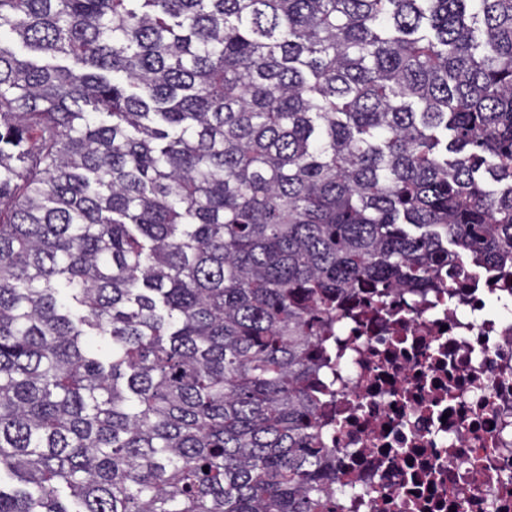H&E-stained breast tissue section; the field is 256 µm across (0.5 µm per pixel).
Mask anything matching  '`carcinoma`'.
<instances>
[{
    "mask_svg": "<svg viewBox=\"0 0 512 512\" xmlns=\"http://www.w3.org/2000/svg\"><path fill=\"white\" fill-rule=\"evenodd\" d=\"M455 252L512 0H0V512H335L315 350Z\"/></svg>",
    "mask_w": 512,
    "mask_h": 512,
    "instance_id": "carcinoma-1",
    "label": "carcinoma"
}]
</instances>
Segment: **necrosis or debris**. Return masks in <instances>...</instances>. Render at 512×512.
I'll return each mask as SVG.
<instances>
[{
  "label": "necrosis or debris",
  "instance_id": "4bbe7bcc",
  "mask_svg": "<svg viewBox=\"0 0 512 512\" xmlns=\"http://www.w3.org/2000/svg\"><path fill=\"white\" fill-rule=\"evenodd\" d=\"M336 512H512V262L361 288L321 348Z\"/></svg>",
  "mask_w": 512,
  "mask_h": 512
}]
</instances>
